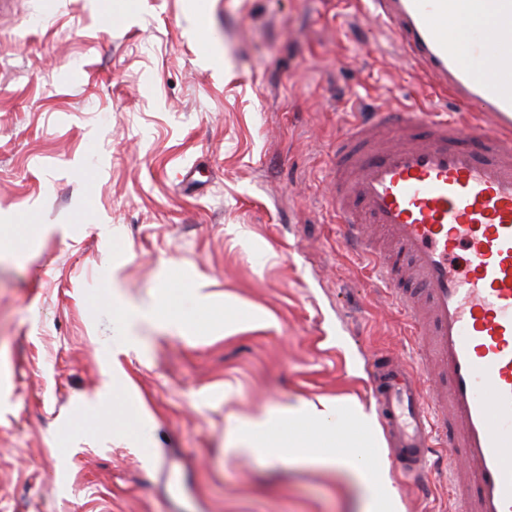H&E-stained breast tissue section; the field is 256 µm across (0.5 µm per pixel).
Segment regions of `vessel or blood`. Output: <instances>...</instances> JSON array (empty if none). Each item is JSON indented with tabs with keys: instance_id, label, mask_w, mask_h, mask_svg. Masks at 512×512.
Listing matches in <instances>:
<instances>
[{
	"instance_id": "obj_1",
	"label": "vessel or blood",
	"mask_w": 512,
	"mask_h": 512,
	"mask_svg": "<svg viewBox=\"0 0 512 512\" xmlns=\"http://www.w3.org/2000/svg\"><path fill=\"white\" fill-rule=\"evenodd\" d=\"M373 4L439 89L495 125L412 103L336 139L330 209L411 322L428 379L378 357L372 405L406 477L446 447L464 512H512V0Z\"/></svg>"
}]
</instances>
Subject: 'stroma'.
Masks as SVG:
<instances>
[{
	"mask_svg": "<svg viewBox=\"0 0 512 512\" xmlns=\"http://www.w3.org/2000/svg\"><path fill=\"white\" fill-rule=\"evenodd\" d=\"M369 0H14L0 15V512H365L307 448L240 451L239 421L321 398L371 410L411 325L328 208L337 135L377 106L453 105ZM267 329L123 325L191 311L198 277ZM397 512H454L383 462ZM156 303L145 306H130L117 300L115 313L125 328L124 347L135 349L140 341L139 331L143 327L153 326L157 320Z\"/></svg>",
	"mask_w": 512,
	"mask_h": 512,
	"instance_id": "stroma-1",
	"label": "stroma"
}]
</instances>
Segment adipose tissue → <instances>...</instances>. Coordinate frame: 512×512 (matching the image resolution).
I'll list each match as a JSON object with an SVG mask.
<instances>
[{
    "label": "adipose tissue",
    "instance_id": "adipose-tissue-1",
    "mask_svg": "<svg viewBox=\"0 0 512 512\" xmlns=\"http://www.w3.org/2000/svg\"><path fill=\"white\" fill-rule=\"evenodd\" d=\"M339 413L363 431L362 438L355 442V452L349 454L336 455L329 451L330 446L336 443L334 418ZM374 437L375 421L371 414L360 406L341 410L333 400L318 404L305 401L293 407L281 408L273 415L251 417L237 431V441L243 450L272 460L280 459L291 448L321 449L320 460L328 467L357 469L371 492V512H384L390 501L381 494V481L372 464L358 454L359 449L369 445Z\"/></svg>",
    "mask_w": 512,
    "mask_h": 512
}]
</instances>
